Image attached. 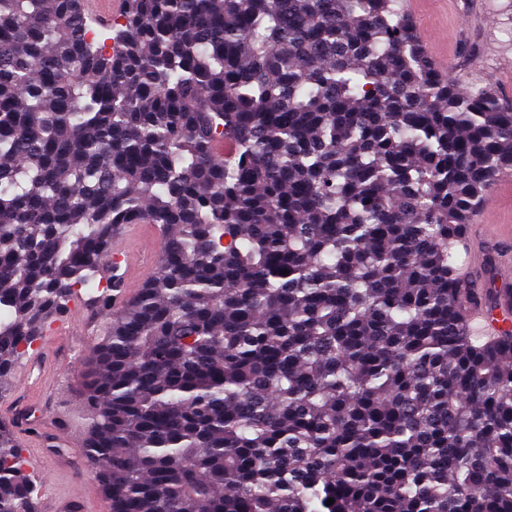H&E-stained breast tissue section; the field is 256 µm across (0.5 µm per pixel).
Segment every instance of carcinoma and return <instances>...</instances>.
<instances>
[{
    "instance_id": "cac0c4a2",
    "label": "carcinoma",
    "mask_w": 512,
    "mask_h": 512,
    "mask_svg": "<svg viewBox=\"0 0 512 512\" xmlns=\"http://www.w3.org/2000/svg\"><path fill=\"white\" fill-rule=\"evenodd\" d=\"M398 4L127 0L107 46L83 0H0V399L93 291L109 512H512V331L455 265L512 108ZM134 222L162 253L114 313ZM34 493L0 422V512ZM511 300H512V292L510 298L509 288H502V296L499 302V308L484 314L477 320V323L484 330H493L499 331L500 329H504L510 326V319L505 323L503 318L504 314H510L511 310Z\"/></svg>"
}]
</instances>
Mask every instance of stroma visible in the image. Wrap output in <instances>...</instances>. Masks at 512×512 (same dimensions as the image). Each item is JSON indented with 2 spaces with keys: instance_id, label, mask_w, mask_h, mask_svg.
I'll use <instances>...</instances> for the list:
<instances>
[{
  "instance_id": "stroma-1",
  "label": "stroma",
  "mask_w": 512,
  "mask_h": 512,
  "mask_svg": "<svg viewBox=\"0 0 512 512\" xmlns=\"http://www.w3.org/2000/svg\"><path fill=\"white\" fill-rule=\"evenodd\" d=\"M409 15L418 33L428 34L447 56L450 76L464 85L480 80L512 105V0H415ZM507 258L512 259V239L470 225L456 263L480 288ZM109 326V316L90 304L69 328L47 332L16 366L8 400H0V421L31 412L44 438L68 432L64 449L51 452L30 475L38 485L54 477L56 488L84 502L85 512H108V506L98 483L83 469L88 419L77 378Z\"/></svg>"
}]
</instances>
